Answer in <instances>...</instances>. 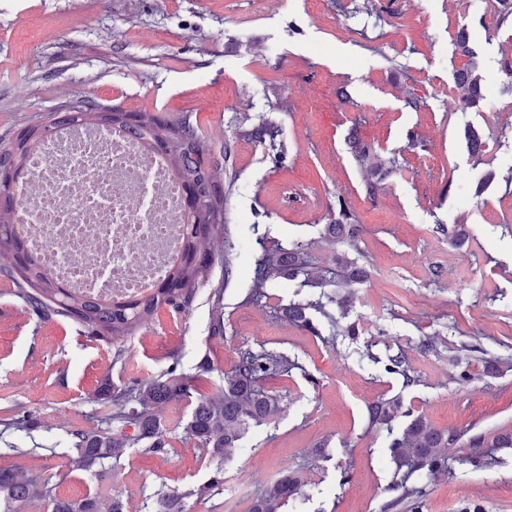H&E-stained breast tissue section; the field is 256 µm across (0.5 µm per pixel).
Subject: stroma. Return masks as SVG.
Returning <instances> with one entry per match:
<instances>
[{
    "instance_id": "obj_1",
    "label": "stroma",
    "mask_w": 512,
    "mask_h": 512,
    "mask_svg": "<svg viewBox=\"0 0 512 512\" xmlns=\"http://www.w3.org/2000/svg\"><path fill=\"white\" fill-rule=\"evenodd\" d=\"M377 2L373 18L338 11L335 0H0V146L38 114L81 97L169 121L191 115L213 148H232L219 175L227 204L216 232L235 246L232 277L216 263L189 310H161L113 343L67 318L37 315L0 276V420L32 421L0 435V468L25 465L35 485L49 483L62 499H97L105 510L117 497L128 512H158L157 493L178 490L184 512H250L291 472L303 493L279 512H413L391 488V437L367 412L399 393L414 414L457 436L444 450L451 471L423 479L420 512H512V448L488 449L486 467L469 462L473 436L512 432V368L494 364L512 346V186L503 181L512 170V18L500 22L487 0ZM396 14L399 24H390ZM462 29L485 98L455 109L450 58ZM411 92L427 108H407ZM261 114L282 128V165L239 135ZM355 125L401 162L372 197L346 145ZM470 126L484 142L476 158ZM413 132L425 149L408 148ZM339 198L361 226L370 275L332 285L349 296L358 333L328 344L277 312L316 289L280 281L263 304L248 295L258 237L302 240L317 265L330 262L320 234ZM453 225L457 246L443 233ZM219 304L225 332L215 339ZM259 346L300 368L265 381L279 412L232 449L223 493L191 496L213 469L184 432L194 400L218 393L238 351ZM397 353L417 384L384 372ZM453 355L473 376L467 387L454 380ZM171 371L191 396L153 407L167 455L138 445L102 466L74 465L71 430L97 428L109 411L93 396L102 379L121 389ZM20 448L28 457L17 456Z\"/></svg>"
}]
</instances>
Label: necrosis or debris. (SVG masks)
<instances>
[{
    "mask_svg": "<svg viewBox=\"0 0 512 512\" xmlns=\"http://www.w3.org/2000/svg\"><path fill=\"white\" fill-rule=\"evenodd\" d=\"M12 219L61 284L136 297L180 246L183 190L162 155L121 131L67 128L31 154Z\"/></svg>",
    "mask_w": 512,
    "mask_h": 512,
    "instance_id": "obj_1",
    "label": "necrosis or debris"
}]
</instances>
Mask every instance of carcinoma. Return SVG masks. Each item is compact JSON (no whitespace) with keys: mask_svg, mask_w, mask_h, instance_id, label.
I'll return each mask as SVG.
<instances>
[{"mask_svg":"<svg viewBox=\"0 0 512 512\" xmlns=\"http://www.w3.org/2000/svg\"><path fill=\"white\" fill-rule=\"evenodd\" d=\"M451 64L455 86L452 104L460 108L478 105L484 99L483 78L477 53L463 31L453 42ZM74 126L119 129L131 135L145 150L163 155L171 174L182 184L184 192L190 194L178 254L170 263L164 283L147 295L90 296L64 287L28 250L11 222L17 206L15 191L26 172L27 159L43 141L64 127ZM240 135L268 146L276 161L287 154L278 125L267 117H259L257 123L240 131ZM348 146L357 166L371 175V180L366 182L367 194L375 195L378 180L398 169V159L382 157L374 144L356 133L349 137ZM216 169L207 141L188 116L172 122L151 112H125L82 98L43 114L21 129L9 147L0 150V275L18 285V296L32 309L46 317L58 315L70 319L90 335L109 342L133 335L165 307L185 311L215 262L224 263V276L232 272V245L227 240L219 243L213 235L214 226L224 223L226 202L224 189L215 180ZM324 219L322 234L324 241L333 247V265L315 268L307 243L298 241L286 248L279 244L268 248L262 241L261 253L255 260L253 300L267 296V284L279 279L294 281L301 276L309 286L320 288L338 280L359 283L367 279L368 270L359 264L364 257L360 229L345 201L337 198L336 204L328 206ZM333 305L347 310L346 301L322 293L314 300L286 305L281 308V315L313 333L315 326L310 312L329 317L328 307ZM295 367L297 364L282 354L265 349L239 350L232 371L224 375V389L198 400L185 427L188 438L208 450L215 464L213 475L196 490L158 493L160 512H183L184 498L209 496L224 487V459L230 450L238 447L250 426L266 422L277 411V399L262 389L261 382L287 374ZM384 370L403 376L408 385L416 382L401 354L388 357ZM98 393L110 401L113 410L107 414L108 428L70 432L76 451L74 462L79 467L117 460L125 449L142 442L156 454L168 453L164 428L151 406L189 397L190 385L170 375L116 391L105 378ZM368 415L372 424L390 433L396 419H407L402 431L391 440L389 451L394 464V486L413 502L414 512H419L421 489L408 482L421 470L432 475L446 470L448 459L444 448L454 437L413 415L399 394L371 403ZM33 487V482L21 472L0 468V506L3 507L0 512H13L12 506L27 500ZM301 490L300 477L287 472L253 501L250 512H278ZM43 495L52 498V512H99V503L93 498L60 499L52 496L48 488Z\"/></svg>","mask_w":512,"mask_h":512,"instance_id":"carcinoma-1","label":"carcinoma"}]
</instances>
